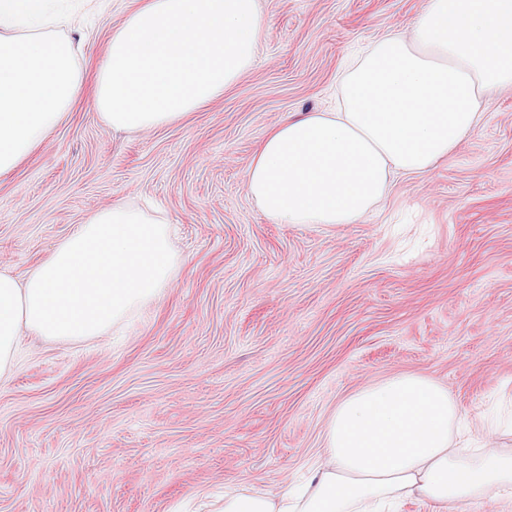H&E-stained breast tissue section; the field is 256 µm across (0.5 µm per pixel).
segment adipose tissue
<instances>
[{"label": "adipose tissue", "instance_id": "ef3b65f1", "mask_svg": "<svg viewBox=\"0 0 512 512\" xmlns=\"http://www.w3.org/2000/svg\"><path fill=\"white\" fill-rule=\"evenodd\" d=\"M259 0H143L113 29L94 103L113 131L174 124L255 63ZM512 88V0H428L411 35L383 34L344 70L333 112L282 121L246 189L276 224H357L395 176L422 178L482 124L491 88ZM179 257L159 217L118 203L79 225L25 280L0 270V385L22 332L79 342L107 333L169 287ZM463 411L405 374L341 401L325 459L280 496H225L224 512H393L420 497L512 505V448L455 443Z\"/></svg>", "mask_w": 512, "mask_h": 512}]
</instances>
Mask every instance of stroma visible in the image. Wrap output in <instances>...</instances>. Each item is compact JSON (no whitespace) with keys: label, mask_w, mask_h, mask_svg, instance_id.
I'll return each instance as SVG.
<instances>
[{"label":"stroma","mask_w":512,"mask_h":512,"mask_svg":"<svg viewBox=\"0 0 512 512\" xmlns=\"http://www.w3.org/2000/svg\"><path fill=\"white\" fill-rule=\"evenodd\" d=\"M137 0H89L63 121L0 177V266L25 277L121 201L175 228L173 283L109 334L26 333L0 386V512H221L323 456L336 405L386 378L447 387L473 432L512 396V89L425 178L358 224L272 223L246 169L286 116L334 109L353 55L427 0H261L254 66L178 124L112 134L91 103Z\"/></svg>","instance_id":"1"}]
</instances>
